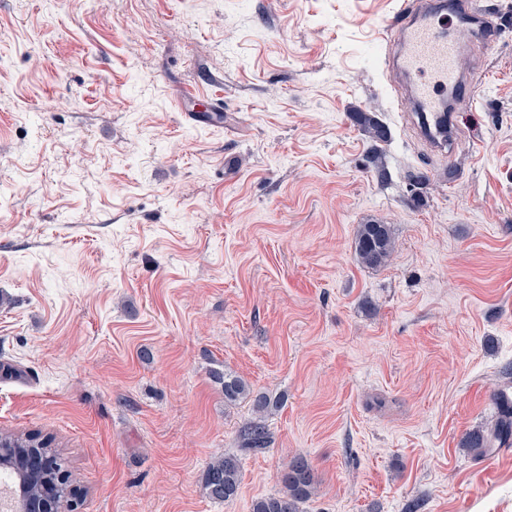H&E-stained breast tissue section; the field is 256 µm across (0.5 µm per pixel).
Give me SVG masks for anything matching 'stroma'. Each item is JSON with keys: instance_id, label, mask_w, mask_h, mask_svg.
I'll use <instances>...</instances> for the list:
<instances>
[{"instance_id": "stroma-1", "label": "stroma", "mask_w": 512, "mask_h": 512, "mask_svg": "<svg viewBox=\"0 0 512 512\" xmlns=\"http://www.w3.org/2000/svg\"><path fill=\"white\" fill-rule=\"evenodd\" d=\"M399 2L0 0V431L56 438L59 512H251L297 454L301 512H512V455L462 446L512 388V0L449 158L383 70ZM395 244L388 224H361L356 233L355 251L363 266L376 268L388 263ZM211 377L216 384H219L224 394L225 406H231L248 395L250 389L247 383L236 375H232L222 370H213ZM274 405V401L271 402V400L265 395L256 397V416L246 423L240 434L243 450L259 451L267 448V444L269 443V433L265 419L269 409L274 407ZM241 466L234 454L213 458L203 476V488L213 500L225 502L237 496L240 487Z\"/></svg>"}]
</instances>
